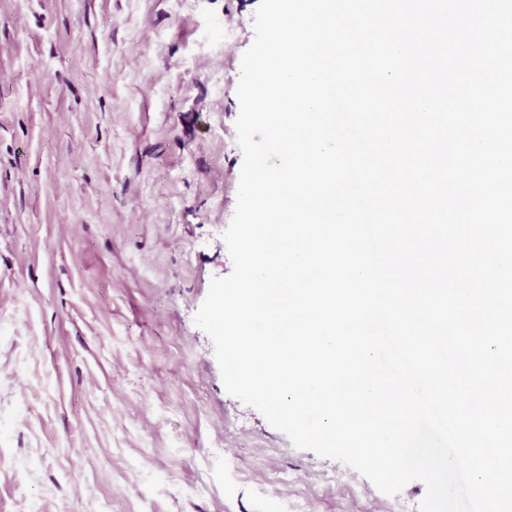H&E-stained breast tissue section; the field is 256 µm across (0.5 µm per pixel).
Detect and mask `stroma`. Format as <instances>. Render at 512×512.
Wrapping results in <instances>:
<instances>
[{
    "label": "stroma",
    "mask_w": 512,
    "mask_h": 512,
    "mask_svg": "<svg viewBox=\"0 0 512 512\" xmlns=\"http://www.w3.org/2000/svg\"><path fill=\"white\" fill-rule=\"evenodd\" d=\"M258 5L0 0V512H418L422 481L384 495L230 395L194 321Z\"/></svg>",
    "instance_id": "obj_1"
}]
</instances>
